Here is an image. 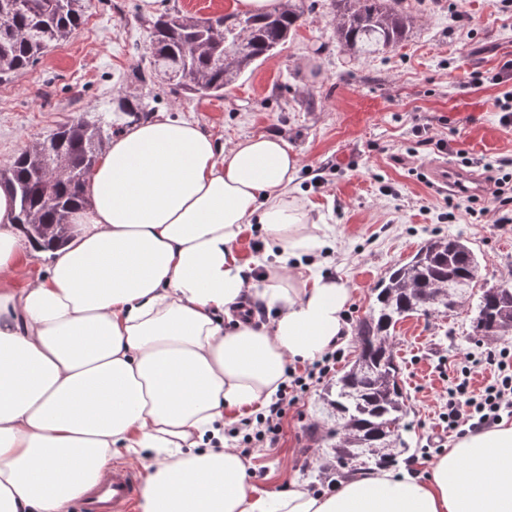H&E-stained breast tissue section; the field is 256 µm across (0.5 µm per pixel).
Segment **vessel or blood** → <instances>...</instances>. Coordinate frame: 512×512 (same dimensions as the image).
Masks as SVG:
<instances>
[{
  "label": "vessel or blood",
  "mask_w": 512,
  "mask_h": 512,
  "mask_svg": "<svg viewBox=\"0 0 512 512\" xmlns=\"http://www.w3.org/2000/svg\"><path fill=\"white\" fill-rule=\"evenodd\" d=\"M433 184L463 196L483 194L484 185L472 174L437 162L430 166ZM140 496L135 471L122 465L103 472L93 490L83 500L78 512H134Z\"/></svg>",
  "instance_id": "b4317fda"
}]
</instances>
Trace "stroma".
<instances>
[{"mask_svg": "<svg viewBox=\"0 0 512 512\" xmlns=\"http://www.w3.org/2000/svg\"><path fill=\"white\" fill-rule=\"evenodd\" d=\"M418 21L396 46L355 58L336 37L331 0H293L301 25L278 51L225 89L200 97L149 82L140 25L141 0H89L85 20L31 69L0 83V171L29 145L77 116L116 117L118 99L143 101L154 112L197 122L217 143L260 134L282 135L299 154L293 196L318 224L334 227L320 271L346 281L352 296L344 361L354 359L357 324L373 304V289L389 267L407 261L434 235L468 238L481 277L464 303L448 313L415 314L394 330V351L408 397L393 473L425 476L423 448L451 447L440 413L448 388L478 351L472 321L483 289L512 281V223L496 224L486 198L477 216L446 204L427 185L429 164L455 167L471 159L512 161V126L503 125L497 98L512 90L493 76L512 59V9L502 0H408ZM445 139L425 144L418 128ZM317 384L290 409L277 444L247 455V479L257 492L306 482L311 490L346 481L350 467L334 462L329 444L336 420Z\"/></svg>", "mask_w": 512, "mask_h": 512, "instance_id": "35a3bbf8", "label": "stroma"}]
</instances>
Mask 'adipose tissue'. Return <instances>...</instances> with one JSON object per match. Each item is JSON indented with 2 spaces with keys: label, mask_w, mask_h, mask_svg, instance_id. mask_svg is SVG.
Instances as JSON below:
<instances>
[{
  "label": "adipose tissue",
  "mask_w": 512,
  "mask_h": 512,
  "mask_svg": "<svg viewBox=\"0 0 512 512\" xmlns=\"http://www.w3.org/2000/svg\"><path fill=\"white\" fill-rule=\"evenodd\" d=\"M300 158L278 135L217 147L160 114L98 159L45 274L0 185V512H69L124 448L143 465L141 512H512V424L469 434L419 480L375 472L330 494H256L225 446L226 412L270 401L291 362L344 331L346 282L291 278L324 247L290 196ZM259 225L275 250L249 276L235 246ZM274 319L240 315L247 297Z\"/></svg>",
  "instance_id": "adipose-tissue-1"
}]
</instances>
